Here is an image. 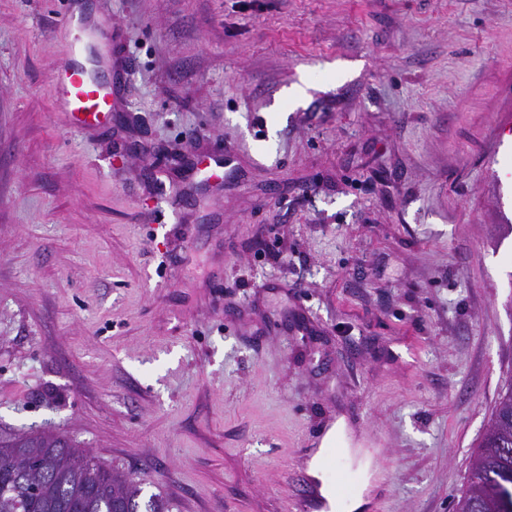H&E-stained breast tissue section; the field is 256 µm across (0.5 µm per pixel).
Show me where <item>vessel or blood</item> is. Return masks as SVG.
Returning <instances> with one entry per match:
<instances>
[{
  "label": "vessel or blood",
  "mask_w": 512,
  "mask_h": 512,
  "mask_svg": "<svg viewBox=\"0 0 512 512\" xmlns=\"http://www.w3.org/2000/svg\"><path fill=\"white\" fill-rule=\"evenodd\" d=\"M64 22L72 30L73 40L65 64L52 77L50 92L69 125L86 129L100 124L112 112V93L98 79L105 62L88 55L90 42L111 38L112 30L107 24L92 25L72 14ZM195 166L207 185L220 186L224 167L221 159L200 155Z\"/></svg>",
  "instance_id": "1"
}]
</instances>
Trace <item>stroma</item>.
<instances>
[{
  "instance_id": "1",
  "label": "stroma",
  "mask_w": 512,
  "mask_h": 512,
  "mask_svg": "<svg viewBox=\"0 0 512 512\" xmlns=\"http://www.w3.org/2000/svg\"><path fill=\"white\" fill-rule=\"evenodd\" d=\"M63 3L0 0V434L290 512L338 418L362 512H453L512 366V0H82L114 85L83 132ZM227 150L209 197L153 190Z\"/></svg>"
}]
</instances>
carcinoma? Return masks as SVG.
Wrapping results in <instances>:
<instances>
[{"mask_svg": "<svg viewBox=\"0 0 512 512\" xmlns=\"http://www.w3.org/2000/svg\"><path fill=\"white\" fill-rule=\"evenodd\" d=\"M0 512H172L65 435L0 437ZM455 512H512V382L498 395Z\"/></svg>", "mask_w": 512, "mask_h": 512, "instance_id": "carcinoma-1", "label": "carcinoma"}]
</instances>
